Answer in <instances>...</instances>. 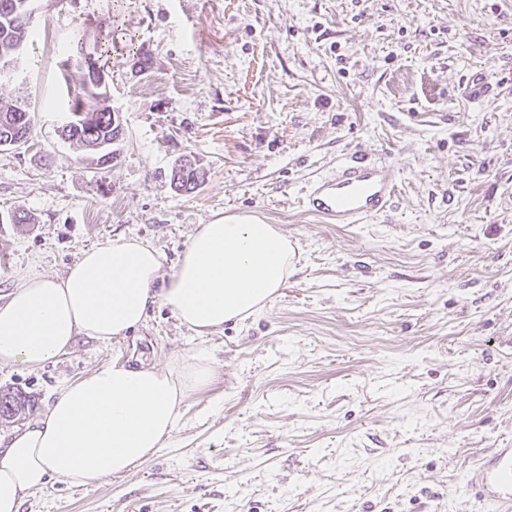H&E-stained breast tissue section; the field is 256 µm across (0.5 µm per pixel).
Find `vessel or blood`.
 Returning a JSON list of instances; mask_svg holds the SVG:
<instances>
[{
    "label": "vessel or blood",
    "instance_id": "obj_1",
    "mask_svg": "<svg viewBox=\"0 0 512 512\" xmlns=\"http://www.w3.org/2000/svg\"><path fill=\"white\" fill-rule=\"evenodd\" d=\"M397 177L391 166L348 155L313 180L303 199L307 211L327 224H363L386 212ZM467 484L493 512H512V448H501L473 470Z\"/></svg>",
    "mask_w": 512,
    "mask_h": 512
}]
</instances>
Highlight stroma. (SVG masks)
I'll return each mask as SVG.
<instances>
[{"label":"stroma","instance_id":"35a3bbf8","mask_svg":"<svg viewBox=\"0 0 512 512\" xmlns=\"http://www.w3.org/2000/svg\"><path fill=\"white\" fill-rule=\"evenodd\" d=\"M38 4L39 38L0 76L32 116L0 151V305L21 275L64 276L121 235L169 278L200 225L235 214L278 225L295 257L264 310L207 335L156 305L125 337L1 365L38 415L115 360L165 369L203 347L215 366L165 448L90 490L49 482L19 512H489L465 480L512 448V85L458 87L512 57V0ZM106 24L128 36L109 72L124 135L97 169L61 127L84 79L68 44L93 49ZM353 152L397 170L393 206L321 223L304 193ZM189 154L206 179L184 194L170 173Z\"/></svg>","mask_w":512,"mask_h":512}]
</instances>
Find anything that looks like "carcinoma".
Segmentation results:
<instances>
[{"instance_id":"obj_1","label":"carcinoma","mask_w":512,"mask_h":512,"mask_svg":"<svg viewBox=\"0 0 512 512\" xmlns=\"http://www.w3.org/2000/svg\"><path fill=\"white\" fill-rule=\"evenodd\" d=\"M7 0H0V56L7 55L17 61L18 52L12 49L14 38L28 42L37 35L33 21L14 15L4 8ZM103 92L94 87L82 84L75 98V106L70 112L69 130L63 132L65 139L74 141L86 150L98 154V159L110 163L116 160L112 149L114 140L113 123L119 121V113L101 103ZM11 100H0V147L16 143L28 138L31 126V113L18 114L16 118H8L3 109L12 105ZM172 183L176 189L190 193L205 181V171L196 163L186 162L178 158L172 168ZM34 404L31 399L19 392L0 390V414L10 417L21 410L28 412Z\"/></svg>"}]
</instances>
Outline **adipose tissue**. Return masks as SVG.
<instances>
[{"mask_svg":"<svg viewBox=\"0 0 512 512\" xmlns=\"http://www.w3.org/2000/svg\"><path fill=\"white\" fill-rule=\"evenodd\" d=\"M293 251L274 225L247 217L204 224L162 280V254L118 236L83 252L61 278L22 275L0 305V365L29 369L65 354L75 336H126L151 306L170 307L198 335L261 311L288 280ZM206 350L160 371L115 362L68 383L43 417L0 443V512L58 479L91 489L165 446L187 392L210 384Z\"/></svg>","mask_w":512,"mask_h":512,"instance_id":"ef3b65f1","label":"adipose tissue"}]
</instances>
